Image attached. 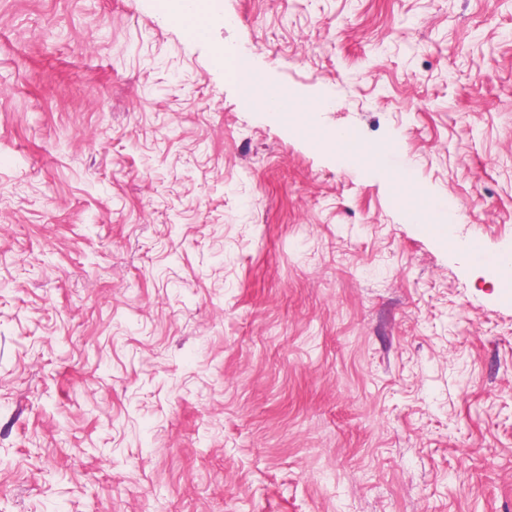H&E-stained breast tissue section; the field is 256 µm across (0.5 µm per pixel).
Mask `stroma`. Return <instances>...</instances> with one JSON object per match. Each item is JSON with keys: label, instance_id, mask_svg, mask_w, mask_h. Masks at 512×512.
<instances>
[{"label": "stroma", "instance_id": "35a3bbf8", "mask_svg": "<svg viewBox=\"0 0 512 512\" xmlns=\"http://www.w3.org/2000/svg\"><path fill=\"white\" fill-rule=\"evenodd\" d=\"M218 4L0 0V512H512V0ZM194 2L191 0H166L162 7L165 12L185 22L186 32L193 38V29L196 24L207 26L211 18L199 16L194 10ZM216 63L223 69L226 80L241 87L259 83L264 79L255 68L250 53L223 50ZM288 101V109L282 105ZM330 105L326 97L314 99H301L284 92H272L248 100V106L253 112L273 114H288L295 120H300L305 125L308 117L314 112H324ZM353 142L359 144L356 152H351L348 149ZM314 144L323 150L334 153L338 163L345 162L350 156L363 161L378 153L377 148L363 145L357 131L351 128L338 129L334 133L321 132L315 137ZM457 207L454 204H451L448 207V213L444 217L445 222L442 223H433L431 216L428 214L426 210H416L410 209L408 211V217L410 221L414 224H420L427 232L431 233L433 236L444 240L445 239V224H454L458 223L457 221Z\"/></svg>", "mask_w": 512, "mask_h": 512}]
</instances>
